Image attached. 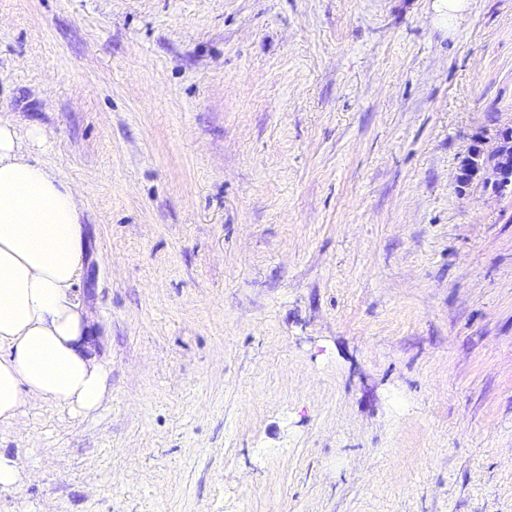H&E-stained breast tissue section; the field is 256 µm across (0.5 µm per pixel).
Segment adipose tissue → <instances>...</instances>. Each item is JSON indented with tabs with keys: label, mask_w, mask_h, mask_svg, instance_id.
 <instances>
[{
	"label": "adipose tissue",
	"mask_w": 512,
	"mask_h": 512,
	"mask_svg": "<svg viewBox=\"0 0 512 512\" xmlns=\"http://www.w3.org/2000/svg\"><path fill=\"white\" fill-rule=\"evenodd\" d=\"M46 135L0 116V421L34 402L96 411L110 369L75 285L84 203L38 156Z\"/></svg>",
	"instance_id": "adipose-tissue-1"
}]
</instances>
